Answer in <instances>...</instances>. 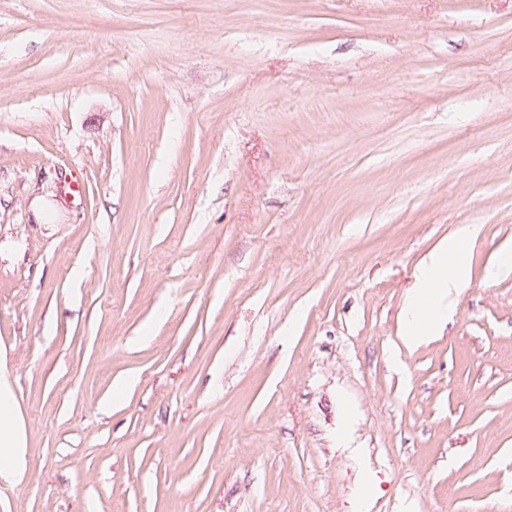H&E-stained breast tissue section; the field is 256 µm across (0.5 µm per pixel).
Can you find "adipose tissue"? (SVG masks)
I'll list each match as a JSON object with an SVG mask.
<instances>
[{
	"instance_id": "adipose-tissue-1",
	"label": "adipose tissue",
	"mask_w": 512,
	"mask_h": 512,
	"mask_svg": "<svg viewBox=\"0 0 512 512\" xmlns=\"http://www.w3.org/2000/svg\"><path fill=\"white\" fill-rule=\"evenodd\" d=\"M471 235V228H461L419 267L408 294L402 331L406 343L419 342L427 324L442 314L446 298L466 282L467 241ZM24 457V433L14 417L13 395L8 383L0 380V474L22 476Z\"/></svg>"
}]
</instances>
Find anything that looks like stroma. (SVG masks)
Here are the masks:
<instances>
[{"label": "stroma", "mask_w": 512, "mask_h": 512, "mask_svg": "<svg viewBox=\"0 0 512 512\" xmlns=\"http://www.w3.org/2000/svg\"><path fill=\"white\" fill-rule=\"evenodd\" d=\"M509 250L512 0H0V512H512ZM473 230L463 227L448 238L423 263L408 294L407 315L404 321L402 338L407 344L419 342L428 323L440 316L447 308L453 291L460 288L468 277L467 241ZM24 433L14 417L9 385L0 376V475L21 477L24 473Z\"/></svg>", "instance_id": "stroma-1"}]
</instances>
